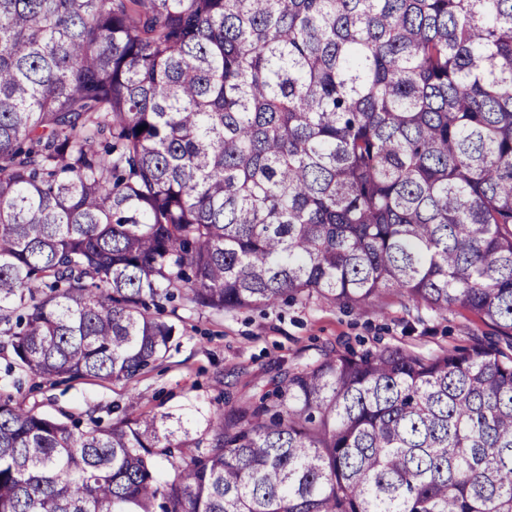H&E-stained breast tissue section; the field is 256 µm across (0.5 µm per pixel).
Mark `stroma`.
<instances>
[{
    "instance_id": "1",
    "label": "stroma",
    "mask_w": 512,
    "mask_h": 512,
    "mask_svg": "<svg viewBox=\"0 0 512 512\" xmlns=\"http://www.w3.org/2000/svg\"><path fill=\"white\" fill-rule=\"evenodd\" d=\"M183 321L166 360L130 382L26 381L14 389L0 358V390L28 408L55 417L98 411L120 416L130 395L149 414L199 420L219 405V396L261 391L283 370L317 357L321 350H379L402 347L427 355L441 349H468L490 335L467 310L436 313L390 292L370 310L316 301L288 300L232 313L181 309Z\"/></svg>"
}]
</instances>
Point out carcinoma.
I'll list each match as a JSON object with an SVG mask.
<instances>
[{
  "label": "carcinoma",
  "instance_id": "cac0c4a2",
  "mask_svg": "<svg viewBox=\"0 0 512 512\" xmlns=\"http://www.w3.org/2000/svg\"><path fill=\"white\" fill-rule=\"evenodd\" d=\"M388 291L512 351V0H0L9 367L127 382L177 299ZM139 404L0 394V512H512L497 343L326 350L200 430Z\"/></svg>",
  "mask_w": 512,
  "mask_h": 512
}]
</instances>
